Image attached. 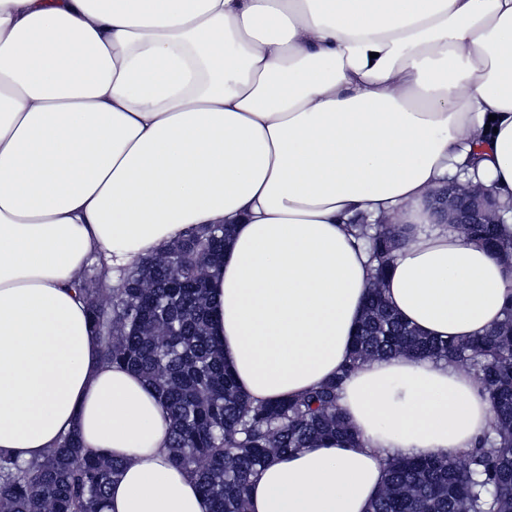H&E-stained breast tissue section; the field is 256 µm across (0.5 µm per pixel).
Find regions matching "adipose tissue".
<instances>
[{
    "mask_svg": "<svg viewBox=\"0 0 512 512\" xmlns=\"http://www.w3.org/2000/svg\"><path fill=\"white\" fill-rule=\"evenodd\" d=\"M456 175L512 241V0H0V453L75 432L124 463L106 512H211L157 393L101 358L87 259L116 283L231 225L212 334L250 400H282L349 360L374 282L351 225L404 229L382 289L424 335L502 320L512 255L430 206ZM338 404L352 438L269 458L249 512H370L392 459L465 454L494 420L433 358L360 363Z\"/></svg>",
    "mask_w": 512,
    "mask_h": 512,
    "instance_id": "ef3b65f1",
    "label": "adipose tissue"
}]
</instances>
